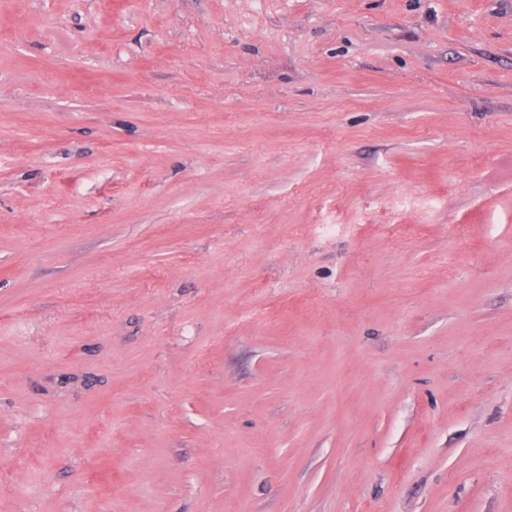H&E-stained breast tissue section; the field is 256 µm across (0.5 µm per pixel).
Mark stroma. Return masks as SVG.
<instances>
[{
    "label": "stroma",
    "mask_w": 512,
    "mask_h": 512,
    "mask_svg": "<svg viewBox=\"0 0 512 512\" xmlns=\"http://www.w3.org/2000/svg\"><path fill=\"white\" fill-rule=\"evenodd\" d=\"M0 512H512V0H0Z\"/></svg>",
    "instance_id": "35a3bbf8"
}]
</instances>
